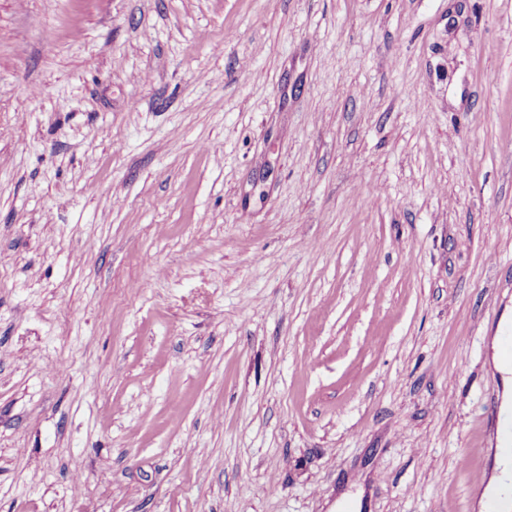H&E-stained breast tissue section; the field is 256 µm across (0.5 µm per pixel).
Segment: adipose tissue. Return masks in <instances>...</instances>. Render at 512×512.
Masks as SVG:
<instances>
[{
  "label": "adipose tissue",
  "instance_id": "ef3b65f1",
  "mask_svg": "<svg viewBox=\"0 0 512 512\" xmlns=\"http://www.w3.org/2000/svg\"><path fill=\"white\" fill-rule=\"evenodd\" d=\"M511 331L512 322L502 321L491 339V364L501 382L499 425L490 473L484 478V488L476 503L478 512H512V452L507 449L512 443V432L507 429L512 423V359L500 351Z\"/></svg>",
  "mask_w": 512,
  "mask_h": 512
}]
</instances>
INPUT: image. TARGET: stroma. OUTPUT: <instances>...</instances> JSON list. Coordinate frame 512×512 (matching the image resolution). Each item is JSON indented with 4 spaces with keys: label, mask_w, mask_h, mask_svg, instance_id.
Instances as JSON below:
<instances>
[{
    "label": "stroma",
    "mask_w": 512,
    "mask_h": 512,
    "mask_svg": "<svg viewBox=\"0 0 512 512\" xmlns=\"http://www.w3.org/2000/svg\"><path fill=\"white\" fill-rule=\"evenodd\" d=\"M507 140L512 0H0V512H475Z\"/></svg>",
    "instance_id": "obj_1"
}]
</instances>
